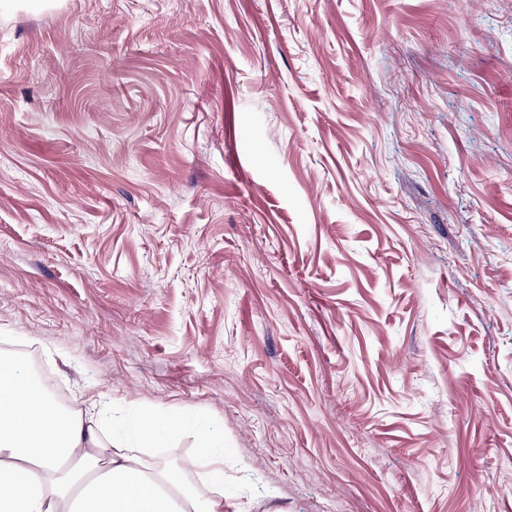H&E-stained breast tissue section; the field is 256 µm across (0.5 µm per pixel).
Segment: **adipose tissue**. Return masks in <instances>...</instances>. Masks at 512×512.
Returning a JSON list of instances; mask_svg holds the SVG:
<instances>
[{"label":"adipose tissue","mask_w":512,"mask_h":512,"mask_svg":"<svg viewBox=\"0 0 512 512\" xmlns=\"http://www.w3.org/2000/svg\"><path fill=\"white\" fill-rule=\"evenodd\" d=\"M223 463V439L205 429L194 462L147 460L0 356V512H224ZM194 465L209 493L187 480Z\"/></svg>","instance_id":"adipose-tissue-1"}]
</instances>
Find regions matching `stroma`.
<instances>
[{"label": "stroma", "instance_id": "obj_1", "mask_svg": "<svg viewBox=\"0 0 512 512\" xmlns=\"http://www.w3.org/2000/svg\"><path fill=\"white\" fill-rule=\"evenodd\" d=\"M18 348L227 512H512V0H7Z\"/></svg>", "mask_w": 512, "mask_h": 512}]
</instances>
